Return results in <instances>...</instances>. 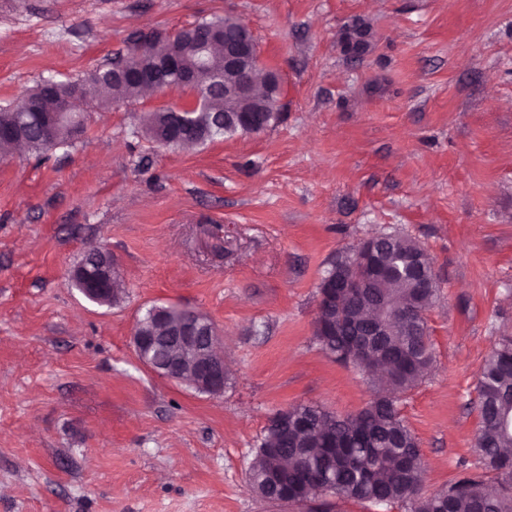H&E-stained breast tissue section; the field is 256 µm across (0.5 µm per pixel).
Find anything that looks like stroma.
<instances>
[{
    "instance_id": "35a3bbf8",
    "label": "stroma",
    "mask_w": 512,
    "mask_h": 512,
    "mask_svg": "<svg viewBox=\"0 0 512 512\" xmlns=\"http://www.w3.org/2000/svg\"><path fill=\"white\" fill-rule=\"evenodd\" d=\"M224 14L281 77L273 128L154 147L141 113L192 97L167 89L0 159V512H325L263 501L248 470L278 411L370 401L314 338L317 291L337 255L394 232L438 286L433 368L397 395L424 491L481 470L477 385L512 336V0H0V106L82 78L132 32ZM356 19L352 61L337 33ZM98 244L125 283L109 307L70 282ZM167 303L219 327L223 395L138 360L137 319Z\"/></svg>"
}]
</instances>
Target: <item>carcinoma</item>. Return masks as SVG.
<instances>
[{
  "label": "carcinoma",
  "mask_w": 512,
  "mask_h": 512,
  "mask_svg": "<svg viewBox=\"0 0 512 512\" xmlns=\"http://www.w3.org/2000/svg\"><path fill=\"white\" fill-rule=\"evenodd\" d=\"M196 26L222 27L231 40L239 36L238 22L231 16L205 19ZM183 35L181 30L133 36L127 52L129 65L160 83H176L159 62L176 52L183 72L198 68L197 51ZM110 67L108 62L76 81H58L47 95L39 85L24 92V106L0 107V123L10 121L15 112H30L16 130L26 140L28 151L36 155L70 144L83 128L62 122L47 138L40 115L56 111L60 101L76 92L88 104L119 105L137 102L147 89L144 82H112ZM279 97L280 83L271 80L241 108L271 118L274 125L281 116ZM187 111L193 123L183 130L176 148H195L241 133L237 127L222 128L216 123L224 113V95L219 91L200 95ZM172 128L170 116L161 110L141 117V131L160 147L172 139ZM376 251L403 270L407 259L416 257L420 271L415 276L399 273L371 281L342 297L338 306L324 304L318 319L326 324L341 321L343 329L317 333L315 338L336 361L358 368L379 390L354 416L340 417L318 406L300 405L286 416L270 419L251 462V490L278 504H301L304 497L320 489L336 500L398 504L405 512H512V430L500 424L512 415V336L503 337L491 351L477 387L481 426L475 449L484 473L464 470L448 487L423 493L426 464L421 448L395 401L384 396L382 386L408 390L432 365L426 313L436 289L420 284L433 279V260L411 239L392 233L378 238Z\"/></svg>",
  "instance_id": "1"
}]
</instances>
